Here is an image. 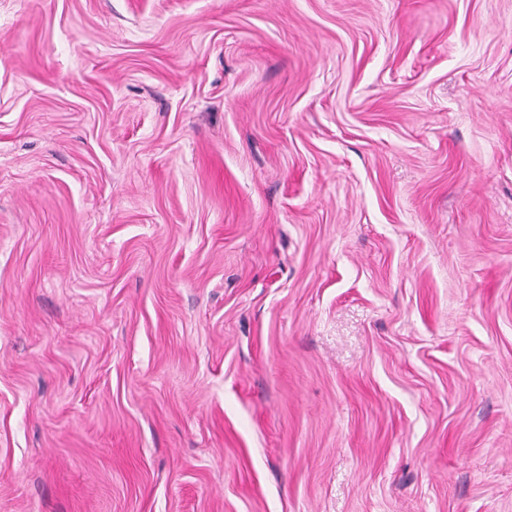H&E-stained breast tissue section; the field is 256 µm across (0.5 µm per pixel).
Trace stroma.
<instances>
[{
    "label": "stroma",
    "mask_w": 512,
    "mask_h": 512,
    "mask_svg": "<svg viewBox=\"0 0 512 512\" xmlns=\"http://www.w3.org/2000/svg\"><path fill=\"white\" fill-rule=\"evenodd\" d=\"M0 512H512V0H0Z\"/></svg>",
    "instance_id": "obj_1"
}]
</instances>
